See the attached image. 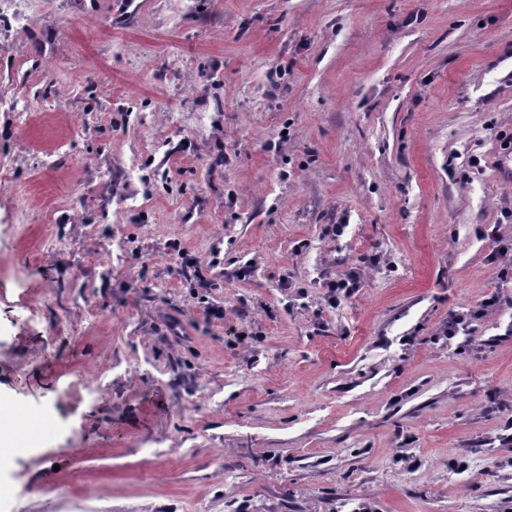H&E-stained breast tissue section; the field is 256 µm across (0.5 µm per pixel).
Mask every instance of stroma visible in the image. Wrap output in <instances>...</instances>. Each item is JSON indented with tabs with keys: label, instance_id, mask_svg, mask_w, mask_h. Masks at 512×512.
Here are the masks:
<instances>
[{
	"label": "stroma",
	"instance_id": "35a3bbf8",
	"mask_svg": "<svg viewBox=\"0 0 512 512\" xmlns=\"http://www.w3.org/2000/svg\"><path fill=\"white\" fill-rule=\"evenodd\" d=\"M510 137L512 0H0V512H512ZM359 278L356 272L345 275L336 280H331L326 284L328 288V300L330 303H336L341 295H349L355 288H358ZM20 422L21 419L18 415L12 414L8 418V422H3V415L1 413L0 423V460L3 463L5 454L11 452L13 448L18 447L20 438Z\"/></svg>",
	"mask_w": 512,
	"mask_h": 512
}]
</instances>
